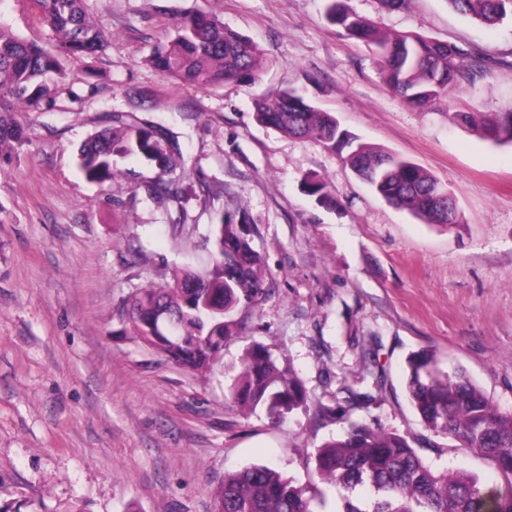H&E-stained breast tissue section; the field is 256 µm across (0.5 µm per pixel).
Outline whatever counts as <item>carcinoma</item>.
Instances as JSON below:
<instances>
[{
	"instance_id": "cac0c4a2",
	"label": "carcinoma",
	"mask_w": 512,
	"mask_h": 512,
	"mask_svg": "<svg viewBox=\"0 0 512 512\" xmlns=\"http://www.w3.org/2000/svg\"><path fill=\"white\" fill-rule=\"evenodd\" d=\"M83 2L39 0L55 41L53 50L0 25V155L27 141L14 113L40 111L64 84L67 71L61 58L83 60L105 47L107 34L89 17ZM448 3L488 28L512 20V0ZM328 19L342 34L375 48L386 84L414 107L423 108L488 71L482 57L453 43L412 32L383 33L344 0H331ZM147 62L169 78L200 88L254 82L262 71L257 45L204 14L176 21L170 38ZM255 118L281 134L313 137L329 149L346 152L345 164L389 204L426 223H459L452 195H444L446 188L431 173L358 141L341 128L336 116L319 110L298 89L261 96ZM452 119L470 124L484 138L512 143V112L455 113ZM130 156L158 169L154 178L141 183L146 197L159 202L179 199L178 182L171 174L182 157L181 148L160 124L136 125L113 117L111 127L85 140L78 151V167L88 182L103 186L116 175V158ZM209 252L206 267H177L169 285L144 288L127 303L135 336L194 371L213 368L233 335L236 312L255 305L265 294L262 258L252 246L246 220L236 224L231 217L220 219ZM169 318L179 323L175 336L168 331ZM231 371L230 401L240 412L262 408L269 418L279 420L307 401L299 376L279 366L261 343L248 346ZM405 388L424 429L491 462L501 484L487 488L475 474L440 470L407 437L351 420L353 402L369 400L353 392L321 409L322 418L342 420L347 427L322 441L309 457L321 482L347 492L339 512H512V413L496 408L464 370L439 369L428 349L407 357ZM361 489L369 490V496H358ZM324 504V496L308 494L266 465L225 474L215 492V512H318Z\"/></svg>"
}]
</instances>
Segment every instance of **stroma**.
<instances>
[{
	"mask_svg": "<svg viewBox=\"0 0 512 512\" xmlns=\"http://www.w3.org/2000/svg\"><path fill=\"white\" fill-rule=\"evenodd\" d=\"M345 2L379 28L472 50L489 71L417 110L385 84L369 46L328 23V0H85L106 49L65 61L55 96L15 115L29 143L0 157V512H214L225 473L253 464L308 485L307 457L344 430L316 411L345 389L374 397L353 418L424 437L405 391V359L423 348L512 412V144L451 119L512 110V22L485 28L448 0ZM196 13L257 44L258 82L201 89L147 64L173 22ZM0 24L51 43L35 0H0ZM290 85L447 185L459 224L425 223L340 153L261 126L255 100ZM115 115L177 137L180 202L145 197L152 171L133 160L104 187L80 174V146ZM307 175L329 202L306 193ZM223 215L254 225L266 293L240 311L214 369L189 371L132 335L125 302L166 286L177 266H205ZM255 342L307 391L280 423L230 406L228 369ZM441 445L424 456L498 485L488 461Z\"/></svg>",
	"mask_w": 512,
	"mask_h": 512,
	"instance_id": "stroma-1",
	"label": "stroma"
}]
</instances>
